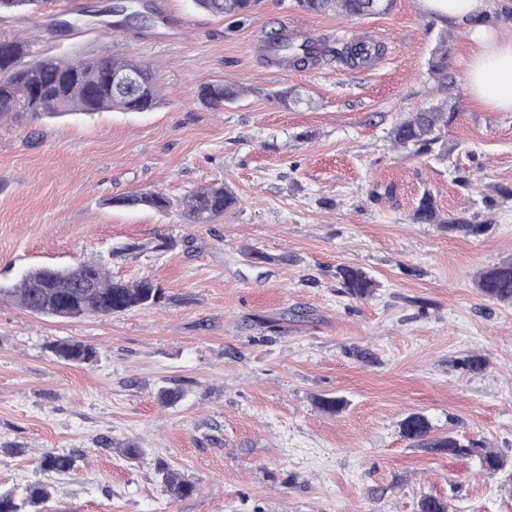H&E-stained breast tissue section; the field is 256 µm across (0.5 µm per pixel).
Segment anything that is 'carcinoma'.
Returning <instances> with one entry per match:
<instances>
[{
	"label": "carcinoma",
	"instance_id": "carcinoma-1",
	"mask_svg": "<svg viewBox=\"0 0 512 512\" xmlns=\"http://www.w3.org/2000/svg\"><path fill=\"white\" fill-rule=\"evenodd\" d=\"M257 0H194L200 10L219 17H246ZM296 6L312 14L341 13L348 17H362L375 12L384 13L392 0H380L379 8L372 9L373 0H295ZM41 0H0V12L23 10L35 14ZM10 53L0 54V71L10 77L0 79V123L15 122L24 116L52 118L79 112L93 115L108 109L125 112H150L160 104V96L151 68L123 56L112 55L96 59L72 61L43 57L32 50L33 43L24 37L7 40ZM264 59L278 66L293 69L314 67L328 56L342 57L355 65L365 59V49L354 44L342 49L333 48L317 39L293 41L286 30L268 36L262 48ZM131 70L139 82L133 91L110 88L109 76L118 71ZM448 34L440 42L429 61V72L438 81L447 78ZM247 88L236 84H208L198 93L206 106L219 109L233 102ZM275 99L281 105L307 104L309 100L291 87L277 91ZM459 116L445 104L435 105L421 112H413L392 130L393 142L413 155L436 154L440 159L450 156L448 127ZM236 203V196L222 184L210 185L193 191L185 200L173 202L161 193L144 191L110 200V204L129 208L147 207L162 214L180 210L190 224H210L224 215ZM419 224H442L450 233L478 237L487 233L488 224H475L466 218L442 221L429 193H424L413 213ZM341 293L351 299H367L376 287L374 280L362 268L341 265L336 269ZM482 296L490 301L512 303V261L482 272L477 281ZM8 293L30 312L63 318L78 314H118L135 308H153L164 298L162 288L153 280L142 278L129 283L112 279L109 270L98 261H83L67 268L38 267L26 272ZM54 355L69 363L92 361L96 351L78 341H61L51 345ZM401 435L413 446L428 452L454 458H470L478 462L488 475L503 471L508 460L498 452L474 439L454 435H434L429 418L412 413L400 422ZM76 457L68 453L48 451L40 460V469L47 474L71 472ZM165 485L178 496H187L194 490L188 482L177 479L166 471ZM49 498L47 486L33 483L21 491L0 493V512H39L38 507ZM419 512H451L450 502L432 495L423 496Z\"/></svg>",
	"mask_w": 512,
	"mask_h": 512
}]
</instances>
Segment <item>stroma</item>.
Listing matches in <instances>:
<instances>
[{
    "mask_svg": "<svg viewBox=\"0 0 512 512\" xmlns=\"http://www.w3.org/2000/svg\"><path fill=\"white\" fill-rule=\"evenodd\" d=\"M104 2L45 0L36 30L0 14V37L32 31L46 56L142 60L161 93L150 112L0 125V491L47 481L44 512H417L424 494L455 512H512V474H480L475 460L399 433L421 412L435 433L512 459V304L477 288L480 273L512 260V112L470 96L467 28L444 27L420 0L358 19L260 0L244 20L144 0L162 17L149 29L50 26ZM284 21L335 48L372 38L381 62L269 65L260 48ZM443 31L439 87L428 61ZM219 82L249 93L218 111L200 103L199 89ZM287 86L311 105L274 102ZM444 99L459 112L450 159L393 144L395 124ZM212 183L237 197L212 224L111 203L145 190L180 201ZM426 192L443 217L488 232L415 223ZM253 248L270 263L254 266ZM86 259L117 280L152 279L163 303L62 318L7 293L28 268ZM342 264L372 275L370 299L339 294ZM58 340L97 355L63 362L50 350ZM469 356L486 368L464 370ZM163 387L182 398L162 404ZM320 396L346 406L323 412ZM50 449L73 453V472L44 477ZM166 469L194 492L172 494Z\"/></svg>",
    "mask_w": 512,
    "mask_h": 512,
    "instance_id": "35a3bbf8",
    "label": "stroma"
}]
</instances>
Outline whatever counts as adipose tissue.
Segmentation results:
<instances>
[{"label": "adipose tissue", "mask_w": 512, "mask_h": 512, "mask_svg": "<svg viewBox=\"0 0 512 512\" xmlns=\"http://www.w3.org/2000/svg\"><path fill=\"white\" fill-rule=\"evenodd\" d=\"M429 14L466 26L473 45L468 63L471 96L486 108L512 112V34L486 23L489 0H423Z\"/></svg>", "instance_id": "adipose-tissue-1"}]
</instances>
